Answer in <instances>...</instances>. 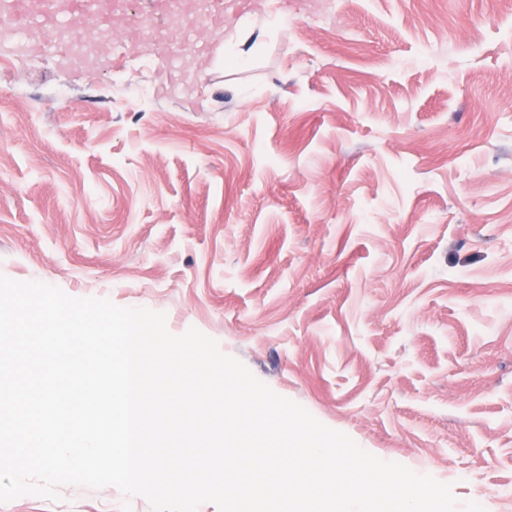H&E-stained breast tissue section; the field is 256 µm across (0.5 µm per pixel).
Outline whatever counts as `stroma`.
<instances>
[{
    "instance_id": "35a3bbf8",
    "label": "stroma",
    "mask_w": 512,
    "mask_h": 512,
    "mask_svg": "<svg viewBox=\"0 0 512 512\" xmlns=\"http://www.w3.org/2000/svg\"><path fill=\"white\" fill-rule=\"evenodd\" d=\"M327 2L162 42L158 18L87 63L37 28L0 47V274L165 313L457 512H512V10L315 23ZM0 512L151 506L65 486Z\"/></svg>"
}]
</instances>
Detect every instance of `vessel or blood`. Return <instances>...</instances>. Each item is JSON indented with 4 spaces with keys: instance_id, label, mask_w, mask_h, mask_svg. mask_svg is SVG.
I'll use <instances>...</instances> for the list:
<instances>
[{
    "instance_id": "b4317fda",
    "label": "vessel or blood",
    "mask_w": 512,
    "mask_h": 512,
    "mask_svg": "<svg viewBox=\"0 0 512 512\" xmlns=\"http://www.w3.org/2000/svg\"><path fill=\"white\" fill-rule=\"evenodd\" d=\"M100 0H0V15L10 19L21 33L37 27L54 33L60 22L96 18Z\"/></svg>"
}]
</instances>
